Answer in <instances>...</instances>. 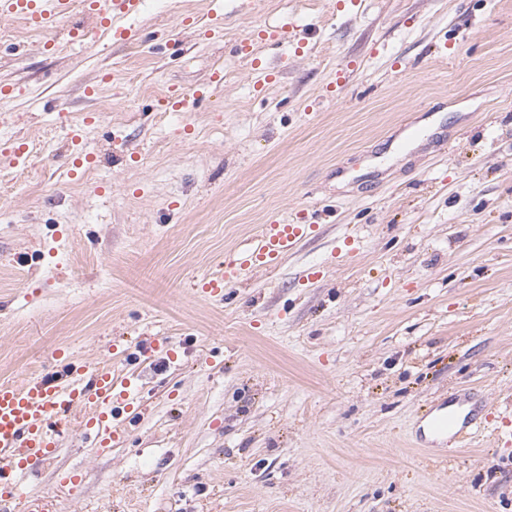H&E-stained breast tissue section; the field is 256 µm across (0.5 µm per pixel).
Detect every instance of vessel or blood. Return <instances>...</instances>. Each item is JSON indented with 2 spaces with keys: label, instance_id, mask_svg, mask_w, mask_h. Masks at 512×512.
Here are the masks:
<instances>
[{
  "label": "vessel or blood",
  "instance_id": "b4317fda",
  "mask_svg": "<svg viewBox=\"0 0 512 512\" xmlns=\"http://www.w3.org/2000/svg\"><path fill=\"white\" fill-rule=\"evenodd\" d=\"M142 6L143 0H0V19H20L50 34L65 23L69 39L81 43L92 33L111 29L114 21L137 16ZM198 96V91L175 86L160 106L167 112H186ZM318 228L314 210L303 213L298 224L264 225L257 245L233 253L223 269L203 278L197 295L223 299L242 270L277 266ZM135 394L134 379L117 378L111 368L99 365L68 369L55 381L41 377L20 386L1 383L0 512H58L59 494L78 495L79 481L68 473L59 477L55 494L30 489L25 478L52 459L68 417L77 408L86 410L81 430L92 434L100 447H111L118 437L112 423L132 409ZM430 425L438 432H454L461 440L479 429L475 417L462 419L452 411L435 416Z\"/></svg>",
  "mask_w": 512,
  "mask_h": 512
}]
</instances>
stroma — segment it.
Here are the masks:
<instances>
[{
	"label": "stroma",
	"mask_w": 512,
	"mask_h": 512,
	"mask_svg": "<svg viewBox=\"0 0 512 512\" xmlns=\"http://www.w3.org/2000/svg\"><path fill=\"white\" fill-rule=\"evenodd\" d=\"M128 25L0 20V382L59 351L141 395L34 488L78 474L61 512H512V0H145ZM172 85L207 98L158 111ZM314 207L275 269L192 293ZM452 404L489 416L471 442L431 431Z\"/></svg>",
	"instance_id": "obj_1"
}]
</instances>
